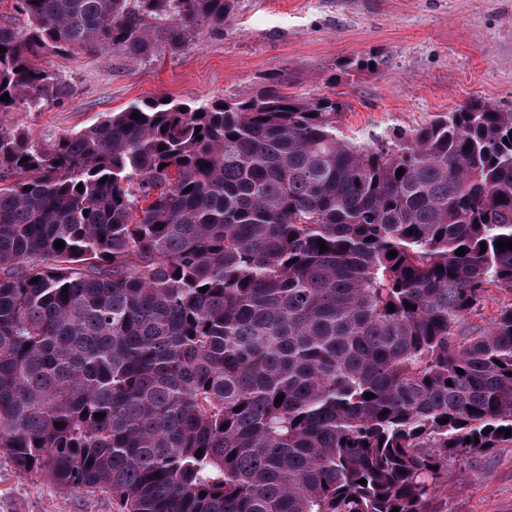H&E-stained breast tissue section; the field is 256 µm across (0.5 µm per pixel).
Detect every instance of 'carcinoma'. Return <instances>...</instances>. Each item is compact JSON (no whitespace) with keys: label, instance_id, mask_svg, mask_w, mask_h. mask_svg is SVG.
Returning a JSON list of instances; mask_svg holds the SVG:
<instances>
[{"label":"carcinoma","instance_id":"cac0c4a2","mask_svg":"<svg viewBox=\"0 0 512 512\" xmlns=\"http://www.w3.org/2000/svg\"><path fill=\"white\" fill-rule=\"evenodd\" d=\"M234 6L13 0L0 112L69 95L47 52L142 61ZM281 84L53 141L0 126V452L20 471L120 512H433L449 460L512 444V112L358 143L342 103Z\"/></svg>","mask_w":512,"mask_h":512}]
</instances>
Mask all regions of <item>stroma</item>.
<instances>
[{
	"instance_id": "stroma-1",
	"label": "stroma",
	"mask_w": 512,
	"mask_h": 512,
	"mask_svg": "<svg viewBox=\"0 0 512 512\" xmlns=\"http://www.w3.org/2000/svg\"><path fill=\"white\" fill-rule=\"evenodd\" d=\"M377 54L372 73L346 69ZM40 63L71 86L43 112H0L51 141L130 103L172 97L194 104L248 100L274 75L289 96L344 101V136L409 131L472 100L512 111V0H237L224 29L204 32L177 52L136 64L121 54L102 60L46 53ZM436 512H512V445L467 463L449 462ZM0 512H118L102 493L66 491L19 471L0 454Z\"/></svg>"
}]
</instances>
